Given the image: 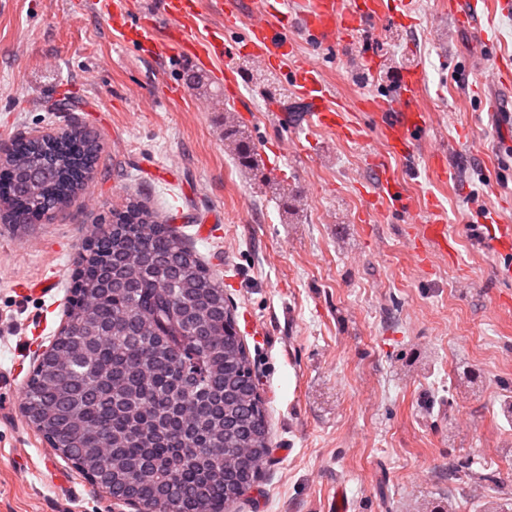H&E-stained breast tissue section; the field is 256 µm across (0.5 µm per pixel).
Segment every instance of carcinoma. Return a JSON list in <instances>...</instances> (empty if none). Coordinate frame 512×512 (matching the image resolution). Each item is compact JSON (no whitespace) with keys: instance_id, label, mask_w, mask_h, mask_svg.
Returning <instances> with one entry per match:
<instances>
[{"instance_id":"1","label":"carcinoma","mask_w":512,"mask_h":512,"mask_svg":"<svg viewBox=\"0 0 512 512\" xmlns=\"http://www.w3.org/2000/svg\"><path fill=\"white\" fill-rule=\"evenodd\" d=\"M238 163L254 153L235 125ZM97 139L74 127L17 141L0 161V206L14 224L68 206L88 185ZM80 272L112 287L84 302L75 288L61 331L63 365L46 358L25 387L27 418L82 473L133 487L141 512H232L273 450L266 403L224 285L137 198L112 233L83 248Z\"/></svg>"}]
</instances>
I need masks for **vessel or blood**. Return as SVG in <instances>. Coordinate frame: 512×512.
Segmentation results:
<instances>
[{
  "instance_id": "vessel-or-blood-1",
  "label": "vessel or blood",
  "mask_w": 512,
  "mask_h": 512,
  "mask_svg": "<svg viewBox=\"0 0 512 512\" xmlns=\"http://www.w3.org/2000/svg\"><path fill=\"white\" fill-rule=\"evenodd\" d=\"M91 6L110 19L124 43L147 45L160 57L191 62L200 70L216 73L230 86L235 83V69L223 62L224 36L230 30L243 28L244 34L233 48L234 55L250 58L269 69L286 68L294 93L312 106L311 124L337 130L343 139L352 142L363 139L358 113H351L341 101L329 104L319 63L298 54L297 44L281 22L273 0H265L259 17L249 25H241L239 10L229 7L219 12L221 25L206 29L198 24L199 0H91ZM388 8V0H310L300 14V22L307 39L320 51L352 36ZM448 10L459 25L479 27L495 17L512 16V0H448ZM485 48L495 59L494 83L511 81L512 55L492 41ZM419 83L417 73H406L391 94L363 99L359 106L358 112L373 113L394 146L403 150L426 132ZM373 208L392 215L413 214V201L395 171H384ZM429 211L425 239L440 249H450L441 209L433 204Z\"/></svg>"
}]
</instances>
